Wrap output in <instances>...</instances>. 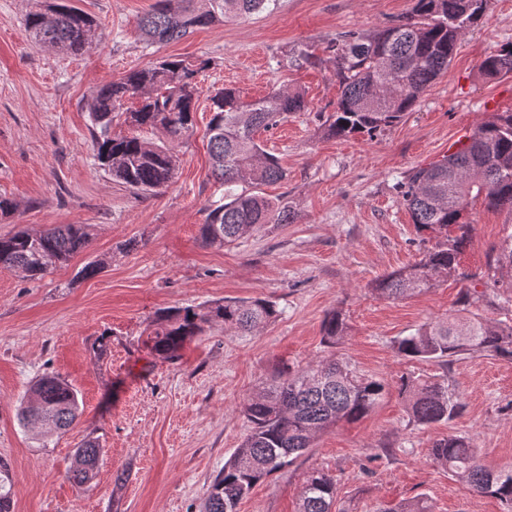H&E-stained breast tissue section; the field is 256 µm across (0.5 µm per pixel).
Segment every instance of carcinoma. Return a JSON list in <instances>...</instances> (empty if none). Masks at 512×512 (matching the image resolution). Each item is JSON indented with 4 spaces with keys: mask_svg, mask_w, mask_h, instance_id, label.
<instances>
[{
    "mask_svg": "<svg viewBox=\"0 0 512 512\" xmlns=\"http://www.w3.org/2000/svg\"><path fill=\"white\" fill-rule=\"evenodd\" d=\"M277 0H155L138 25L147 44L180 40L196 28L226 19L274 9ZM488 0H416L413 13L371 33L352 32L336 44L335 75L341 88L336 112L326 124L334 137H370L399 122L450 66L466 31L483 16ZM94 19L63 0H49L27 15V28L43 46L79 54L92 45ZM182 59H164L129 71L102 85L94 98L96 159L112 178L142 194H157L173 181L177 145L194 132L201 94L197 77L208 67ZM482 75L495 80L512 75V44L489 54ZM129 99L138 106L126 120L139 130H159L167 142L158 145L138 135L112 134L113 114ZM207 125L212 175L224 186L222 198L207 208L199 238L210 247L231 245L269 224H284L291 210L246 190L280 182L286 173L278 158L255 133L276 126L292 112L306 109L298 90L278 89L245 101L235 88L210 96ZM400 195L420 232L439 234L442 242L415 264L375 281L373 291L396 299L426 291L450 277L463 283L474 278L460 265L472 225L462 221L469 205L482 200L488 208L512 209V111L494 112L479 124L455 152L417 169L400 186ZM87 227L59 224L40 233L21 230L0 237V268L43 277L85 249ZM276 315L266 300H226L195 309L174 307L159 313L151 349L174 359L185 344L212 322L230 332L264 327ZM345 315L328 312L322 323L323 343L338 345L347 333ZM403 357L447 365L461 355L512 359V325L476 317L429 322L395 341ZM389 392V384L359 373L343 360L285 371L269 387L250 397L243 413L248 433L210 484L204 512H237L240 500L271 473L290 465L315 437L339 421L370 413ZM398 394L418 425L446 422L463 407L459 394L440 380L403 377ZM81 414L79 392L56 375L46 374L29 388L18 408L20 423L49 434L68 430ZM430 455L458 476L470 490L489 494L512 507V468L493 471L480 460L471 439L448 435L432 443ZM102 448L87 441L75 450L69 479L81 489L92 487ZM13 481L0 460V512H13ZM336 481L322 470L310 472L302 486L298 512H331ZM381 512H433L428 499L390 505Z\"/></svg>",
    "mask_w": 512,
    "mask_h": 512,
    "instance_id": "obj_1",
    "label": "carcinoma"
}]
</instances>
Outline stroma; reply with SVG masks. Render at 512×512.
Returning a JSON list of instances; mask_svg holds the SVG:
<instances>
[{"label": "stroma", "instance_id": "stroma-1", "mask_svg": "<svg viewBox=\"0 0 512 512\" xmlns=\"http://www.w3.org/2000/svg\"><path fill=\"white\" fill-rule=\"evenodd\" d=\"M98 24L90 49L73 56L37 44L26 27L35 0H0V236L54 224H84L88 247L44 277L0 269V459L13 478L14 512H201L206 490L242 443L241 407L284 369L325 357L350 362L391 389L360 421L320 433L291 465L259 482L238 512H297L306 475L337 483L334 512H378L428 498L434 512H507L470 491L430 455L433 441L470 437L492 468L512 466V360L465 355L448 365L399 356L394 342L418 326L456 316L462 286L451 280L399 299L379 297L381 276L416 263L438 242L419 232L394 189L453 152L491 113L512 110V76L484 79L481 61L512 43V0H489L463 36L447 74L411 112L376 137L328 136L340 96L333 47L410 14L414 0H278L272 12L195 30L146 46L138 16L155 0H68ZM316 65L302 63L299 49ZM209 60L196 128L179 144L172 184L146 195L112 179L95 158L94 91L160 58ZM238 88L255 99L278 88L303 93L307 108L258 132L287 172L264 186L288 202L292 219L236 244L199 241L207 206L219 199L207 148L208 94ZM462 257L484 275L512 233V209L476 202ZM103 270L80 278L90 261ZM266 299L277 315L252 333L206 326L178 359L148 344L160 310L227 299ZM341 309L347 334L322 343L327 312ZM107 339L105 357L94 348ZM54 372L80 393L83 412L68 432L24 430L18 406L30 385ZM447 380L464 404L448 422L414 424L396 386L401 377ZM98 441L103 457L90 490L68 478L76 448ZM123 481H116V473Z\"/></svg>", "mask_w": 512, "mask_h": 512}]
</instances>
